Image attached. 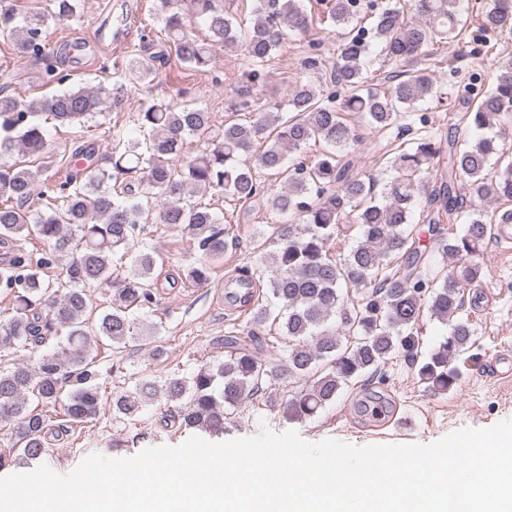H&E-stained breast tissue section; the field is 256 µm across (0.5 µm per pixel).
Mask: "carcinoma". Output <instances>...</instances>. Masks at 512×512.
<instances>
[{
	"mask_svg": "<svg viewBox=\"0 0 512 512\" xmlns=\"http://www.w3.org/2000/svg\"><path fill=\"white\" fill-rule=\"evenodd\" d=\"M192 2L207 28L202 39L188 32L177 0H160L170 53L204 70L216 48L238 46L248 59L249 88L272 54L313 24L299 0H258L246 31L214 0ZM374 8L371 0H325L321 22L343 35L330 75V85L341 87L343 97L300 83L288 94L292 115L284 120L280 103L257 108L241 96L231 110L245 113L246 120L224 122L222 132L193 154L185 151L187 137L208 133L209 113L154 97L133 115L143 139L113 133L112 147L104 153L95 141H85L72 150L63 180L45 179V169L31 165L32 157L49 152L43 121L82 126L104 110L109 91L71 86L21 101L0 90V155L18 154V160L0 163V243L13 246L12 266L0 271V288L13 298L12 314L0 321V351L65 337V344L32 364L16 361L0 368V428L9 427L12 442L0 448V468L38 459L47 451L48 438L66 435L99 415L102 396L87 338L125 343L136 329L131 309L158 303L153 273L164 258L143 242L153 210L160 223L185 227L205 257L187 271L186 280L199 285L210 279L227 242L220 216L192 201L209 192L244 203L264 197L272 213H287L298 222L274 225L276 248L242 270L248 286L264 282L266 292L247 294L254 303L252 319L240 335L224 337V359L189 377L135 380L132 389L112 396L114 418L135 417L161 392L177 407L162 417L165 428L220 435L227 416L264 395L280 402L287 419L304 421L344 386L375 376L394 353L415 364L417 326L426 312L452 328L421 362L420 381L433 393L457 387L462 370L455 362L473 345L471 322L459 311L465 288L480 274L478 256L490 236V224L473 199L512 203V147L489 136L450 139L445 148L428 131L433 117L421 113L417 120L426 134L409 149L399 144L385 152L396 176L378 194L375 181L350 175L351 163L342 151L360 139L347 121L353 113L385 130L421 103H443L434 71L417 67L420 57L434 55L450 40L462 41L465 16L478 24L480 47L472 54H486L485 35L512 34V0H484L462 10L459 0H394L376 13L371 28L361 26L362 11ZM80 18V0H49L44 10L26 13L18 25L14 12L0 13V36L10 39L18 53L41 61L46 80L62 86L70 73L47 51V24ZM373 42L381 46L384 61L394 65L377 87L365 67ZM146 50L140 47L128 64L135 84L152 81L155 62L164 58L162 53L146 56ZM495 71L488 89L476 83V76L462 87L459 101L465 110L456 130L482 128L492 117L512 119V56L498 57ZM257 142L262 147L254 153ZM312 142L324 147L313 160L285 163L286 152ZM247 152L250 162L243 163L239 157ZM259 170L282 177L283 190L264 193ZM421 195L426 198L422 222L436 232L437 250L453 260L444 271L431 270L410 229ZM461 218L465 225L458 234L453 224ZM444 222L449 223L446 233L438 228ZM345 224L357 225L360 239L343 256L333 253V244ZM90 287L109 289L111 305L97 309L86 293ZM338 314L345 340L336 330ZM269 323L288 337L287 359L277 368L262 356ZM283 378L294 387L276 389Z\"/></svg>",
	"mask_w": 512,
	"mask_h": 512,
	"instance_id": "cac0c4a2",
	"label": "carcinoma"
}]
</instances>
